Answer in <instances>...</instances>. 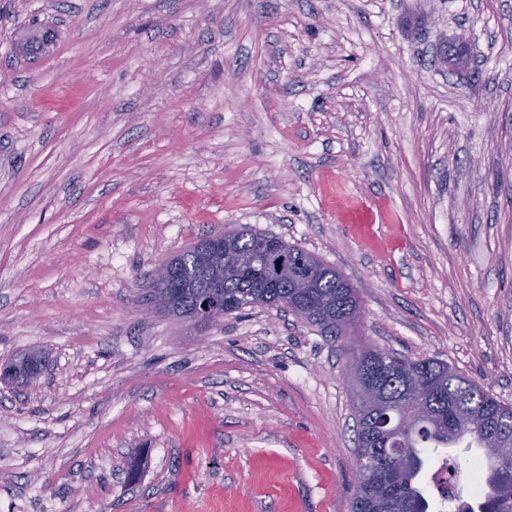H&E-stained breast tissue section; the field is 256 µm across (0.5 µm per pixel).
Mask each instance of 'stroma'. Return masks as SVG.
<instances>
[{
  "label": "stroma",
  "instance_id": "1",
  "mask_svg": "<svg viewBox=\"0 0 512 512\" xmlns=\"http://www.w3.org/2000/svg\"><path fill=\"white\" fill-rule=\"evenodd\" d=\"M244 225L354 286V348L512 405V0H0V364L49 352L0 383V512H349L350 352L142 303ZM52 40L53 35L49 30L33 26L25 31L19 45L22 52L34 55L45 52Z\"/></svg>",
  "mask_w": 512,
  "mask_h": 512
}]
</instances>
